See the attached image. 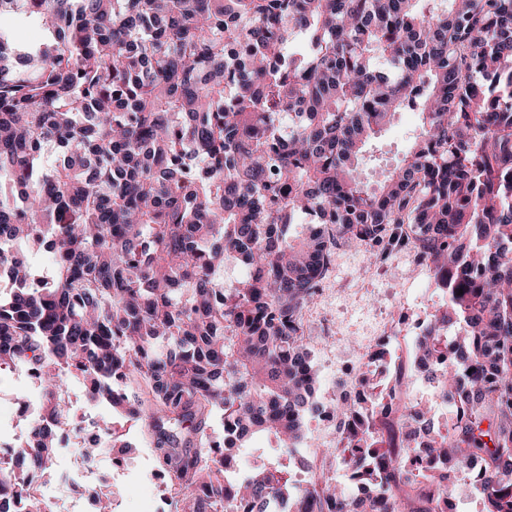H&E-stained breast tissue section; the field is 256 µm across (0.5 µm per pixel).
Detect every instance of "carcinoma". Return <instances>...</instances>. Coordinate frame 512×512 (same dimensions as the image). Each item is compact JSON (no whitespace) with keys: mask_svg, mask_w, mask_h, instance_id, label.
<instances>
[{"mask_svg":"<svg viewBox=\"0 0 512 512\" xmlns=\"http://www.w3.org/2000/svg\"><path fill=\"white\" fill-rule=\"evenodd\" d=\"M38 18L35 49L0 33V240L45 247L50 275L0 254V365L39 371L26 469L0 468L23 512L51 476L62 400L144 422L177 512H225L213 431L263 434L291 455L315 413L302 313L332 249H411L448 305L414 345L453 352L436 380L456 418L338 402L362 496L324 474L285 492L259 466L247 512H443L448 469L478 464L480 512H512V0H0ZM405 108L409 153L365 184L359 160ZM49 146L55 164L44 166ZM314 218L297 237L291 225ZM247 268L229 292L224 260ZM455 328L453 334L448 329Z\"/></svg>","mask_w":512,"mask_h":512,"instance_id":"obj_1","label":"carcinoma"}]
</instances>
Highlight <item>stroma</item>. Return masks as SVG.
I'll list each match as a JSON object with an SVG mask.
<instances>
[{
	"label": "stroma",
	"mask_w": 512,
	"mask_h": 512,
	"mask_svg": "<svg viewBox=\"0 0 512 512\" xmlns=\"http://www.w3.org/2000/svg\"><path fill=\"white\" fill-rule=\"evenodd\" d=\"M421 124L413 111L399 113L366 149L361 164L365 179L380 178L384 169L394 165L410 149ZM428 267L413 251L392 250L376 260L366 249L353 242H342L331 252L330 264L314 301L303 312L305 342L319 371L317 401L334 405L336 397L350 381L351 368H371L368 355L374 340L388 328H395L390 343L401 353L415 334L426 326L437 310L448 302L446 290H424ZM130 446L125 449L126 474H119L112 452H105L95 481L112 496V512H148L151 500L160 494L159 482L146 475L157 469L151 448L141 439V423L119 418ZM307 437L303 442L304 464L282 460L278 450L269 449L266 437L254 436L239 458L246 468L270 462L281 464L287 473L299 472L302 465L318 466L321 449L332 448L340 435L338 424L322 422L318 415L307 416Z\"/></svg>",
	"instance_id": "35a3bbf8"
}]
</instances>
